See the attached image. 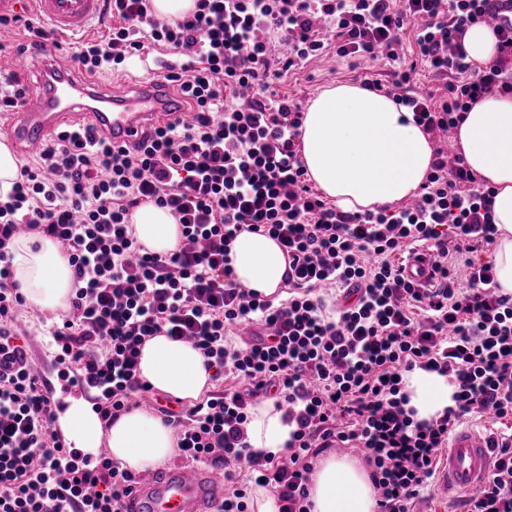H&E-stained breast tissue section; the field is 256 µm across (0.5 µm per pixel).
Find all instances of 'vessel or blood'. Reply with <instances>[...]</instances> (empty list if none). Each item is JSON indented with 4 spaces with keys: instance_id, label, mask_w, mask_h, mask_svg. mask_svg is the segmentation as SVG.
<instances>
[{
    "instance_id": "1",
    "label": "vessel or blood",
    "mask_w": 512,
    "mask_h": 512,
    "mask_svg": "<svg viewBox=\"0 0 512 512\" xmlns=\"http://www.w3.org/2000/svg\"><path fill=\"white\" fill-rule=\"evenodd\" d=\"M35 17L56 37L66 38L95 28L104 16L105 0H31ZM17 69L36 71L42 92L17 109L0 115V134L23 151L39 150L54 133L87 120L116 145L132 144L147 126L179 115L163 78L113 92L85 82L77 72H58L48 61L0 52V74ZM491 468L481 432L471 427L451 436L437 471L440 495L477 494ZM224 483L204 464L175 467L157 477L138 480L123 500V512H218Z\"/></svg>"
}]
</instances>
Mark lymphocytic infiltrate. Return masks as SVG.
Segmentation results:
<instances>
[{
    "label": "lymphocytic infiltrate",
    "mask_w": 512,
    "mask_h": 512,
    "mask_svg": "<svg viewBox=\"0 0 512 512\" xmlns=\"http://www.w3.org/2000/svg\"><path fill=\"white\" fill-rule=\"evenodd\" d=\"M497 0H196L193 13L154 17L150 0H108L120 23L72 59L88 73L123 70L152 49L173 56L163 78L185 107L173 121L113 145L69 126L20 166L0 200V512H122L135 474L110 457L79 460L55 431L53 398L23 363L17 326L26 305L13 275L21 236L62 246L73 273L69 308L50 328L61 370L91 389L103 421L137 408L149 384L139 350L154 336L190 340L231 387L189 409L164 410L179 457L224 467L220 512H247L249 471L279 512H310L313 460L358 449L371 468L377 512H414L432 487L440 449L459 422L493 411L512 418V296L492 262L494 189L460 157L436 149L412 203L350 213L310 182L301 154L304 113L279 93L292 68L333 38L342 58L385 60L391 95L437 138L485 94H512V28H495V58L468 61L463 35ZM287 46L276 54V46ZM444 77L410 87L417 66ZM165 208L182 243L143 250L130 224ZM276 240L288 262L284 299L235 280L229 246L242 232ZM426 258V281L407 277ZM255 331L253 338L241 327ZM454 381L445 416L407 415L405 372ZM276 397L293 430L284 455L254 451L252 400ZM489 477L466 512H512V434L491 440Z\"/></svg>",
    "instance_id": "f902f5d3"
}]
</instances>
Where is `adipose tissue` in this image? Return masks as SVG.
<instances>
[{
	"label": "adipose tissue",
	"mask_w": 512,
	"mask_h": 512,
	"mask_svg": "<svg viewBox=\"0 0 512 512\" xmlns=\"http://www.w3.org/2000/svg\"><path fill=\"white\" fill-rule=\"evenodd\" d=\"M465 165L494 188L492 211L498 229L492 260L502 294L512 295V96L485 95L465 112L454 135ZM302 160L315 187L338 208L360 212L413 196L433 159L431 140L405 120L392 98L361 86L339 83L309 104L302 124ZM137 240L149 252L165 254L180 240V226L167 211L144 206L132 215ZM237 282L265 296L285 281L286 259L276 241L241 233L231 245ZM13 271L27 301L44 311L66 309L72 270L48 238H25L13 247ZM141 377L157 392L180 400L197 399L211 385L199 350L158 335L141 348ZM406 410L417 421L440 418L457 391L447 376L420 368L403 376ZM54 427L83 452L107 446L120 467L144 471L175 450L171 428L143 409L104 424L92 402L71 396L57 410ZM291 431L273 401L257 403L247 424L251 448L272 456L285 453ZM311 512H376L369 472L353 456L322 458L310 486Z\"/></svg>",
	"instance_id": "adipose-tissue-1"
}]
</instances>
